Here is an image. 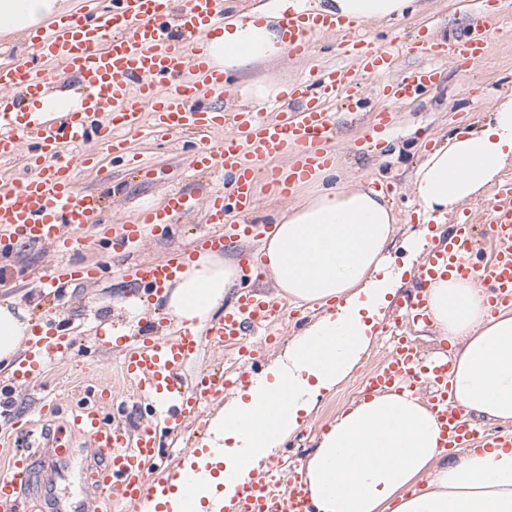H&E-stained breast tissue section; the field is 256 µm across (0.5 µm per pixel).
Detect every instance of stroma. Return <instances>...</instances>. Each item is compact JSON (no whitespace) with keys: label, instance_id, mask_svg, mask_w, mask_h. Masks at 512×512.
Instances as JSON below:
<instances>
[{"label":"stroma","instance_id":"1","mask_svg":"<svg viewBox=\"0 0 512 512\" xmlns=\"http://www.w3.org/2000/svg\"><path fill=\"white\" fill-rule=\"evenodd\" d=\"M491 4L502 9L506 25L493 38L484 59L476 65L462 60L445 62L442 82L398 107L393 128L378 135L376 146L361 152L354 148L362 135L361 116L385 103L376 79L355 73L360 107L353 112L337 113V163L345 171L366 175L395 188L389 200L398 222L389 251L396 261H403L404 245L419 227L420 206L411 192L410 182L426 151L457 130L484 123L496 96L512 92V0H415L411 13L368 26L370 38L379 45L388 44L397 36L429 42L442 37L456 39L463 36L474 14ZM347 64L336 42L322 38L316 43L315 57L254 64L245 72L232 74L226 90H212L208 96L229 110L246 103V89L252 83L266 82L280 88L313 78L319 70ZM127 141L130 151L151 167L149 178H142L124 164L107 158L102 170H86L79 179L81 191L101 194L103 207L115 221L131 217L142 202L161 200L172 187L195 189L198 177L192 169V156L183 149L180 138L157 140L144 129L128 134ZM199 224L200 217L196 214L179 219L167 233L147 238L136 250L116 258L105 257L103 249L95 245L85 251L64 254L41 244L0 252V302L17 301L33 318L44 308H51L55 326L74 337L68 357L47 368L33 385L17 384L10 367L0 366V394L10 393L12 400L9 418L0 417V471L6 469L10 451L23 449L31 455L29 483L22 489L12 512H70L69 503L88 500L85 485L59 478L46 450L49 439L56 437L74 448L75 467L96 463L94 448L74 435L77 405L88 379H97L111 389L114 416L133 428L143 423V403L123 382L118 368L120 350L102 341L103 326L107 323L124 326L132 336L167 332L169 317L163 309L148 307L141 316L131 319L120 302L137 292L135 271L140 263L188 245ZM94 257L107 260V271L98 283L89 286L72 283L59 291L45 287L42 276L49 269ZM414 282L413 275H405L399 295L392 298L362 367L325 394L306 424L269 456L266 469L301 467L328 423L362 398L365 379L381 366L390 351L401 297L412 290ZM230 395L227 389L217 391L200 407L198 415L186 418L180 432L165 437L162 458L157 467L148 471V480L176 473L190 463L203 436L199 419L215 415ZM48 397L57 398V408L51 414L39 415L38 410ZM31 419L36 422L32 436H19L12 427L13 421Z\"/></svg>","mask_w":512,"mask_h":512}]
</instances>
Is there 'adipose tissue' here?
Instances as JSON below:
<instances>
[{"instance_id":"ef3b65f1","label":"adipose tissue","mask_w":512,"mask_h":512,"mask_svg":"<svg viewBox=\"0 0 512 512\" xmlns=\"http://www.w3.org/2000/svg\"><path fill=\"white\" fill-rule=\"evenodd\" d=\"M412 0H317V13L356 22L397 18ZM306 0H266L248 19L230 18L211 40L225 73L278 61L286 45L281 12ZM65 0H0V33L33 28L62 13ZM512 157V94L502 96L480 128L459 130L428 152L413 176L425 221L449 214L491 184ZM396 222L382 191L361 186L317 189L288 206L259 253L278 298L319 305L324 312L293 336L282 357L245 396L225 403L210 421L204 445L234 480L211 477L196 498H218L233 512L239 484L273 448L297 431L322 392L362 361L405 273L422 257L425 232L408 244L410 259L395 266L388 245ZM235 259L201 252L178 273L161 300L178 327L200 333L225 301L235 298ZM334 311H327V304ZM435 334L452 351V394L466 416L512 426V308L491 310L471 280H437L428 290ZM32 336L23 307L0 303V363L9 364ZM437 418L411 392H377L342 412L322 433L305 464L312 512H512V449L439 445ZM223 492H216V485Z\"/></svg>"}]
</instances>
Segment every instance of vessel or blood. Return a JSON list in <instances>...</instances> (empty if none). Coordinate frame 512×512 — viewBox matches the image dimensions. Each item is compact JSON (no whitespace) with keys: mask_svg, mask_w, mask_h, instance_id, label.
<instances>
[{"mask_svg":"<svg viewBox=\"0 0 512 512\" xmlns=\"http://www.w3.org/2000/svg\"><path fill=\"white\" fill-rule=\"evenodd\" d=\"M500 22V15L484 13L460 41L418 45V52L430 54L433 64L395 79L391 76L395 57L412 48L409 42L399 39L394 46L375 47L362 25L284 10L280 27L289 56H313L317 38L328 36L338 40L354 69L339 67L320 73L312 85L304 81L286 85L281 104L273 111L244 105L229 113L200 101L202 88H220L227 82L208 50L211 39L224 32V0H186L176 17L171 14L170 0H112L108 11L88 8L39 26L25 35L26 57L0 67V161L20 163L23 169L21 176L0 181V251L22 243L46 244L58 252L84 248L86 241L79 237V230L104 224L97 202L77 186L81 169L95 159L86 143L96 142L121 157L126 150L122 133L146 125L196 143L194 164L201 171L218 174L221 184L202 195L173 190L161 206L139 209L134 219L122 223L119 235L108 237L113 252L165 230L175 217L197 212L208 227L198 242L202 248L221 250L235 237L268 233L270 224L252 218L258 186L286 198L315 169L335 163L337 123L329 106L357 95L352 70L380 80L390 102L389 107L377 110L363 138L369 144L393 124V104L412 101L440 83V62L459 57L478 62ZM67 74L80 80L83 91L78 98L64 100L55 95L57 83ZM288 154L297 158L290 172L260 171L259 162ZM491 211L496 243L492 262L484 265L473 259V223L467 219L454 223L442 243L429 250L416 290L399 307L402 316L427 323L424 290L430 280L439 277L481 281L494 306L512 301L511 178L495 186ZM194 256L193 250L186 249L145 262L137 269V279L147 293L161 292ZM242 271L246 283L239 286L237 301L225 308L205 335L186 329L172 338L145 336L136 345L128 344L123 336L115 339L121 348L123 380L150 398L168 430L180 429L189 414L227 385L224 378L202 371L190 387H183L179 380V369L197 354L204 340L237 343L248 368L255 357L249 336L256 327L283 317L282 306L248 284L261 273L255 256H243ZM103 272V264L95 262L57 268L44 279L51 288L72 282L90 285ZM72 346L68 333L43 320L34 327V337L15 369V380L27 385L36 382L43 368L65 358ZM450 371L448 358L423 359L414 340L401 336L393 354L372 373L363 391L368 394L403 385L412 392L421 379H430L436 389L431 406L441 423L443 447L465 448L473 441L474 430L452 398ZM87 394L93 402L77 415L75 429L99 458L98 466L87 474V486L95 499L117 495L150 512L153 502L172 489L167 481L145 479L147 464L160 456L156 428L144 427L135 447H128L123 429L106 426L102 417V408L110 399L106 388L95 386ZM203 477L196 465L180 477L186 512H196L193 492ZM29 478L27 456L12 454L5 473L0 474V503L7 502ZM279 480L275 471L267 483L239 486L242 512H270L269 488ZM308 499L295 475L287 498L276 508L307 512Z\"/></svg>","mask_w":512,"mask_h":512,"instance_id":"vessel-or-blood-1","label":"vessel or blood"}]
</instances>
